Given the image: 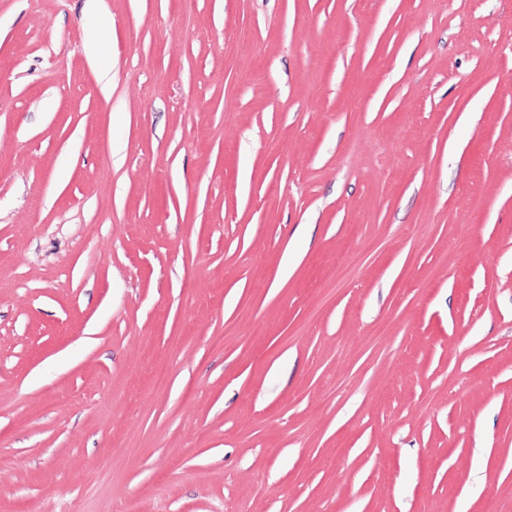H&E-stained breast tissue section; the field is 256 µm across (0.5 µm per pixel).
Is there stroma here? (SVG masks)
I'll use <instances>...</instances> for the list:
<instances>
[{"instance_id": "stroma-1", "label": "stroma", "mask_w": 512, "mask_h": 512, "mask_svg": "<svg viewBox=\"0 0 512 512\" xmlns=\"http://www.w3.org/2000/svg\"><path fill=\"white\" fill-rule=\"evenodd\" d=\"M0 456V512H512V0H0Z\"/></svg>"}]
</instances>
